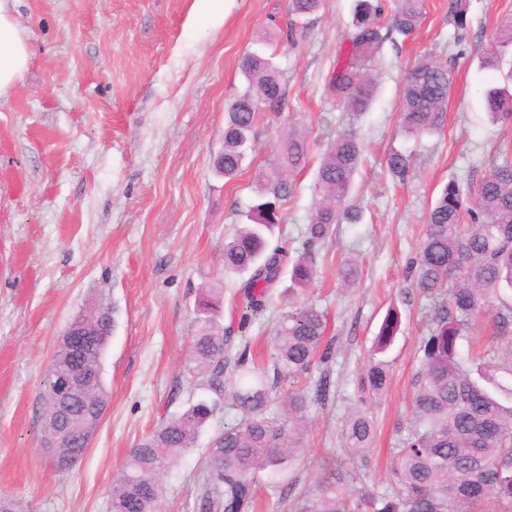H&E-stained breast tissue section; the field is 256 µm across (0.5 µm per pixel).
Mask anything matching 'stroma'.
I'll return each instance as SVG.
<instances>
[{"label":"stroma","instance_id":"stroma-1","mask_svg":"<svg viewBox=\"0 0 512 512\" xmlns=\"http://www.w3.org/2000/svg\"><path fill=\"white\" fill-rule=\"evenodd\" d=\"M467 3L461 32L448 0H425L422 25L383 43L375 97L352 120L328 82L350 44L354 0H323L295 44L278 46L286 105L259 113L249 157L228 181L214 161L228 107L245 88L240 61L285 22L288 0H224L220 23L193 13V0H14L30 58L18 86L0 98V496L20 499L25 512H108L130 449L207 395L203 375L188 366L196 305L208 288L222 293V325L250 340L264 364L275 356L279 317L307 304L327 311L336 338L326 364L332 387L309 408L305 451L285 471L256 473L250 512H298L322 460H346L342 429L359 404L358 378L387 312L399 314L384 356L390 382L370 407L375 440L353 464L360 487L389 489L391 450L409 427L428 330L414 261L430 207L450 179L478 184L500 148H512V122H492L484 100L512 69V53L493 68L481 60L496 26L512 16V0ZM441 52L455 70L443 130L407 136L399 120L404 76ZM292 129L306 137L309 162L285 176L292 191L273 244L289 260L302 255L320 199L319 161L349 130L367 148L355 176L360 217L312 248L311 287L282 278L270 306L244 325L245 277L225 271L224 240L245 223L256 177L276 164ZM394 150L412 156L401 185L386 168ZM348 262L360 267L350 288L340 276ZM98 307L115 321L103 362L108 406L80 463L61 474L40 447L39 396L64 329ZM240 419L228 403L217 407L195 448L165 471L161 512H199L206 449Z\"/></svg>","mask_w":512,"mask_h":512}]
</instances>
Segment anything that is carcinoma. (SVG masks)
Wrapping results in <instances>:
<instances>
[{"instance_id": "1", "label": "carcinoma", "mask_w": 512, "mask_h": 512, "mask_svg": "<svg viewBox=\"0 0 512 512\" xmlns=\"http://www.w3.org/2000/svg\"><path fill=\"white\" fill-rule=\"evenodd\" d=\"M322 0H289L288 21L278 27L279 39L294 40L296 22L317 11ZM465 0H451L456 28H467ZM424 0H396L388 26L378 23L379 13L369 0H358L355 32L347 52L336 60L329 91L349 114L364 112L376 89V57L394 32L413 33L421 24ZM495 45L512 46V18L495 31ZM245 90L229 107L224 128V151L214 162L216 172L230 180L243 169L257 114L276 112L286 103V84L272 56L251 52L240 64ZM454 74L445 55L430 54L412 66L403 81L400 122L411 134L441 130ZM488 108L496 119L512 121V92L506 87L486 91ZM309 144L290 135L280 154L279 172L258 185V202L251 207L250 223L224 242V269L246 272L241 291L245 311L241 324L262 313L271 289L280 281L287 253L270 246L269 236L282 221L281 200L291 186L283 172H300L307 164ZM363 160V145L352 133L338 136L323 153L317 171L322 190L305 228L307 246L325 242L333 226L353 220L349 197L354 174ZM392 178L403 182L411 171L410 156L393 151L386 159ZM415 288L430 302V323L423 337L421 367L412 399L410 427L399 447L396 489L359 493L353 488L354 470L342 462L325 463L304 495L300 512H483L493 498L501 512H512V152L499 153L487 175L475 187L452 179L431 206L424 240L416 262ZM313 262L297 259L293 282L307 288L314 279ZM197 329L190 342L191 370L206 375V389L215 396L201 399L180 416L164 421L130 450L127 464L113 483L109 512H159L162 485L159 475L193 447L200 430L224 397L242 414L210 442L205 466L207 483L200 512H246L252 507L257 470H280L301 453L307 432L309 402L326 398L328 375L312 382L310 394L292 392L282 410L270 412L277 378L307 376L315 360L331 355L324 341V311L306 305L282 316L274 330L276 350L273 372L250 365V343L235 358L236 380L226 383L224 327L218 322L220 299L216 289L206 290L197 304ZM398 314L389 312L375 351L386 352L399 331ZM487 333V339L466 356L459 353L463 340ZM104 348L76 353L67 345L55 350L40 395L43 431L60 420L53 396L56 375L78 370L98 377ZM388 379L385 362H370L361 389L370 397L383 393ZM72 437L59 441L50 452L72 471L86 452L80 429L99 418L76 416ZM349 459L365 455L374 439L368 410L352 412L343 428Z\"/></svg>"}]
</instances>
